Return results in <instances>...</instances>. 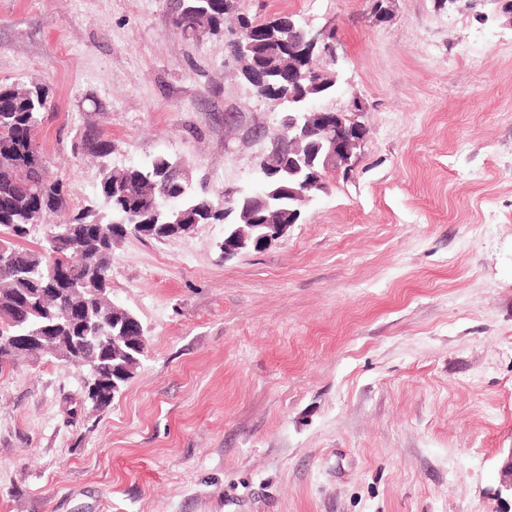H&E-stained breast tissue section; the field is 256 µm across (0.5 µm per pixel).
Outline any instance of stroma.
<instances>
[{
    "instance_id": "1",
    "label": "stroma",
    "mask_w": 512,
    "mask_h": 512,
    "mask_svg": "<svg viewBox=\"0 0 512 512\" xmlns=\"http://www.w3.org/2000/svg\"><path fill=\"white\" fill-rule=\"evenodd\" d=\"M505 0H240L337 31L351 172L261 250L200 224L112 250L146 350L99 414L53 358L0 372V512H496L512 449V14ZM177 0H0V86L46 89L70 205L165 155L254 187L277 116ZM95 133L104 161L73 158Z\"/></svg>"
}]
</instances>
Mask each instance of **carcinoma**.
Wrapping results in <instances>:
<instances>
[{
	"mask_svg": "<svg viewBox=\"0 0 512 512\" xmlns=\"http://www.w3.org/2000/svg\"><path fill=\"white\" fill-rule=\"evenodd\" d=\"M232 12L226 0H188L176 13L174 25L187 39L205 33L227 32L234 36L237 27H255L246 61L239 62L235 39L228 42L238 74L256 86L257 95L264 100L287 93L286 44L273 37L267 24L256 25L242 14L236 17L237 27L224 28ZM335 68L334 64L323 63L311 72L304 84L307 98L332 102L339 87L326 71ZM47 111V95L41 89L0 87V243L6 248L0 260V336H56L66 326L58 314L77 308L84 314V323L73 328V335L81 337L88 361L82 369L104 379H117L123 390L144 357L146 337L137 316L104 292L103 276L112 275V244L132 230V211L137 212L135 220L140 223L157 225L150 238H170L165 222L176 216L170 214L158 220L153 208L163 198L181 194L182 189L177 180L160 176L170 162L161 155L147 167L101 169L99 190L107 211L87 207L69 210L66 186L59 179H51L44 155L32 154L26 138L27 128L40 126ZM110 147L104 139L86 137L75 146L74 156L103 158ZM298 180L290 174L284 182H266L260 195L238 194L234 209L240 223L249 224L252 215L261 213L271 216L274 224L290 223L288 214L296 212L299 203L288 188ZM218 205L219 200L205 192L188 197L184 204L188 210L186 223H224V212L218 210ZM36 227L43 229L37 248L13 242L26 238ZM52 233L64 240L59 252L71 274L70 286L59 288L57 293L48 291Z\"/></svg>",
	"mask_w": 512,
	"mask_h": 512,
	"instance_id": "obj_1",
	"label": "carcinoma"
}]
</instances>
